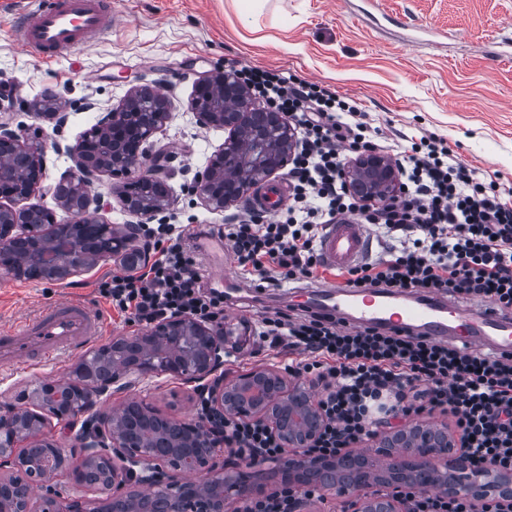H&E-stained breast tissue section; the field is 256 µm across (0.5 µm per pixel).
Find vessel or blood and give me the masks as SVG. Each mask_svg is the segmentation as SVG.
<instances>
[{
	"instance_id": "obj_1",
	"label": "vessel or blood",
	"mask_w": 512,
	"mask_h": 512,
	"mask_svg": "<svg viewBox=\"0 0 512 512\" xmlns=\"http://www.w3.org/2000/svg\"><path fill=\"white\" fill-rule=\"evenodd\" d=\"M112 28V0H40L14 18L15 37L31 56L53 61L63 53L90 48ZM287 189L262 190L250 205L261 212L280 209ZM371 250L366 225L343 217L326 225L319 240L326 267L344 269ZM305 308L337 322L382 330L398 328L435 340H457L476 352L512 354V314L488 305L471 307L451 297L422 292L392 293L354 288L333 279L302 286ZM101 313L75 299L47 304L31 319L0 328V365L37 367L72 354L103 334Z\"/></svg>"
}]
</instances>
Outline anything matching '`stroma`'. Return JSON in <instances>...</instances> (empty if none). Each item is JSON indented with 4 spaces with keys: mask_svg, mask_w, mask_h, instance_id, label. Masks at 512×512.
Returning a JSON list of instances; mask_svg holds the SVG:
<instances>
[{
    "mask_svg": "<svg viewBox=\"0 0 512 512\" xmlns=\"http://www.w3.org/2000/svg\"><path fill=\"white\" fill-rule=\"evenodd\" d=\"M244 2L112 0L110 33L90 48L44 62L18 46L12 27L15 13L37 8L39 0H0V83L16 99L14 125L52 140V123L31 112L50 90L69 114L64 136L72 141L132 87L148 83L165 93L172 115L157 139L173 157L174 204L164 221L183 227L206 277L226 270L225 252L204 255L199 247L208 231H223L224 217L205 208L190 186L225 133L199 127L190 99L198 78L217 68L257 66L321 83L360 103L380 127L381 145L433 134L463 161L512 187V0H268L258 15ZM116 268L113 261L99 264L72 285L0 276V325L70 297L101 309L109 335L135 334L98 290ZM299 302L291 288H266L235 299L229 323H250ZM81 358L77 352L52 365L0 370V406L44 381L66 379ZM132 397L185 420L196 417L191 382L146 376L103 404L115 407Z\"/></svg>",
    "mask_w": 512,
    "mask_h": 512,
    "instance_id": "1",
    "label": "stroma"
}]
</instances>
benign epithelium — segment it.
<instances>
[{
	"label": "benign epithelium",
	"instance_id": "7a95c632",
	"mask_svg": "<svg viewBox=\"0 0 512 512\" xmlns=\"http://www.w3.org/2000/svg\"><path fill=\"white\" fill-rule=\"evenodd\" d=\"M12 91L0 84V149L25 156L23 179L0 165V273L30 281L64 282L100 262L125 266L149 262L137 244L138 225L168 211L171 156L154 137L171 116V102L141 85L117 105L99 113L77 140L46 144L25 140L7 111ZM197 124L227 131L224 144L197 172L191 189L212 211L240 201L256 184L285 175L299 143L298 129L281 112L254 100L233 71L215 70L196 81L191 98ZM36 114L60 131L68 113L54 92L33 105ZM67 155L69 173L53 185L46 179L48 152ZM347 188L364 202L382 204L400 193L401 169L394 158L367 151L344 167ZM133 224H108L101 215L102 177ZM43 190L72 216L57 223L53 212L31 202ZM224 323L173 315L133 336H119L90 350L64 382H46L22 396V405L0 407V512H232L267 494L264 463L229 460L224 429L200 420L167 416L144 400L119 410L97 403L112 389L132 386V377L167 374L198 383L209 394L212 412L260 422L288 448L282 466L288 486L311 483L353 499L356 512H410L403 491L428 489L448 498L474 501L512 498V472L477 468L461 450L459 436L442 424L415 421L390 427L373 445L332 457L306 453L325 418L311 391L278 370L261 366L224 376V347L241 337ZM77 429L83 457L61 445L55 424ZM192 469L199 480L186 489L180 474ZM69 476L91 493L71 500L59 496L55 478Z\"/></svg>",
	"mask_w": 512,
	"mask_h": 512
}]
</instances>
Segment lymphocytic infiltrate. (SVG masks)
Listing matches in <instances>:
<instances>
[{"label":"lymphocytic infiltrate","mask_w":512,"mask_h":512,"mask_svg":"<svg viewBox=\"0 0 512 512\" xmlns=\"http://www.w3.org/2000/svg\"><path fill=\"white\" fill-rule=\"evenodd\" d=\"M255 96L298 128L288 170V206L276 219L254 215L225 225L241 274L256 287L319 280L317 238L323 225L352 215L399 234L400 249L343 271L347 284L441 294L512 313V192L456 160L444 140L421 137L401 152L403 190L389 203L356 199L341 172L348 155L375 149L361 109L321 85L261 67L240 69ZM150 264L105 276L98 288L125 324L186 315L218 319L224 295L204 289L200 265L182 233L161 224L145 233ZM257 335L289 356L285 369L320 389L325 426L310 451L333 456L368 440L379 422L371 405L389 399L394 415L450 416L475 465L512 470V356L465 350L393 331L339 324L296 312L263 318ZM224 445L243 458L277 461L286 449L267 426L225 416ZM411 512H512V500L475 502L409 490ZM325 502L310 486L281 487L234 512H296L299 501Z\"/></svg>","instance_id":"obj_1"}]
</instances>
